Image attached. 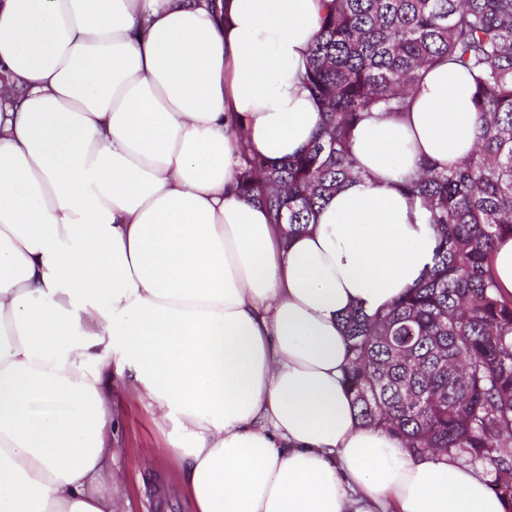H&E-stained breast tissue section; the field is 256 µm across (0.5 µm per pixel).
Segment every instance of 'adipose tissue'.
Segmentation results:
<instances>
[{"label": "adipose tissue", "mask_w": 512, "mask_h": 512, "mask_svg": "<svg viewBox=\"0 0 512 512\" xmlns=\"http://www.w3.org/2000/svg\"><path fill=\"white\" fill-rule=\"evenodd\" d=\"M322 7L0 0V512H119L113 355L197 512H505L476 468L362 426L344 385L343 316L433 262L397 185L472 152L468 79L436 66L366 119L304 233L235 190L239 140L280 161L319 127L299 74Z\"/></svg>", "instance_id": "1"}]
</instances>
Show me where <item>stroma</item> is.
<instances>
[{"label": "stroma", "instance_id": "1", "mask_svg": "<svg viewBox=\"0 0 512 512\" xmlns=\"http://www.w3.org/2000/svg\"><path fill=\"white\" fill-rule=\"evenodd\" d=\"M117 414L113 473L123 491L122 512H194L176 462L166 453L171 430L160 425L147 402L114 393Z\"/></svg>", "mask_w": 512, "mask_h": 512}]
</instances>
